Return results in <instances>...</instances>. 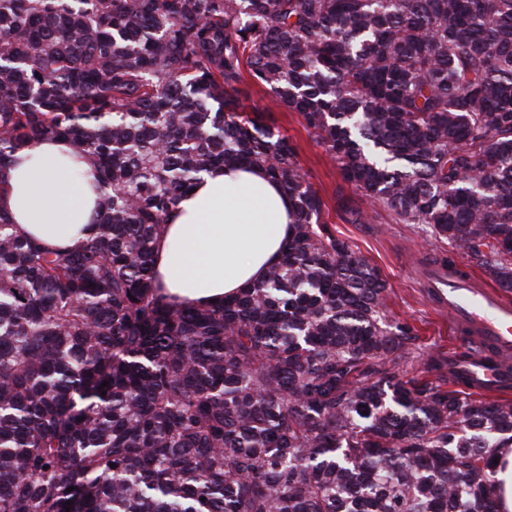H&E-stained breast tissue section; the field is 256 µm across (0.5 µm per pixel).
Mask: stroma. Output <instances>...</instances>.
Returning <instances> with one entry per match:
<instances>
[{"mask_svg":"<svg viewBox=\"0 0 512 512\" xmlns=\"http://www.w3.org/2000/svg\"><path fill=\"white\" fill-rule=\"evenodd\" d=\"M243 105L248 110L262 111L266 123L278 127L297 146L302 166L326 203L324 222L336 237L348 240L358 255L377 267L388 284L387 315L413 327L415 352L445 356L459 349L461 339L454 337L447 318L423 299L412 271L418 262L442 257L460 259L459 250L429 244L421 225L398 223L395 215L387 211L381 212L372 224L346 223L336 211V189L342 187L336 166L301 116L272 105L269 95L257 86L251 87Z\"/></svg>","mask_w":512,"mask_h":512,"instance_id":"stroma-1","label":"stroma"}]
</instances>
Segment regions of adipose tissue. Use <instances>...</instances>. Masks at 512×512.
Returning <instances> with one entry per match:
<instances>
[{
	"label": "adipose tissue",
	"mask_w": 512,
	"mask_h": 512,
	"mask_svg": "<svg viewBox=\"0 0 512 512\" xmlns=\"http://www.w3.org/2000/svg\"><path fill=\"white\" fill-rule=\"evenodd\" d=\"M89 159L61 139L16 152L0 211L49 248L77 249L96 232L99 209ZM291 202L257 169L216 168L170 213L155 270L179 302L209 304L261 281L290 234Z\"/></svg>",
	"instance_id": "1"
}]
</instances>
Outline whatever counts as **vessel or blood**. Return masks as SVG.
<instances>
[{
	"label": "vessel or blood",
	"mask_w": 512,
	"mask_h": 512,
	"mask_svg": "<svg viewBox=\"0 0 512 512\" xmlns=\"http://www.w3.org/2000/svg\"><path fill=\"white\" fill-rule=\"evenodd\" d=\"M433 305L468 340L455 370L484 395L512 381V299L455 265L433 262L414 271Z\"/></svg>",
	"instance_id": "obj_1"
}]
</instances>
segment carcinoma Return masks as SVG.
<instances>
[{
    "label": "carcinoma",
    "instance_id": "cac0c4a2",
    "mask_svg": "<svg viewBox=\"0 0 512 512\" xmlns=\"http://www.w3.org/2000/svg\"><path fill=\"white\" fill-rule=\"evenodd\" d=\"M1 45L0 177L67 139L99 214L50 251L0 212V512H496L512 401L410 375L413 328L240 84L299 113L369 207L338 188L347 223L424 224L511 293L512 0H0ZM240 164L293 201L283 260L177 304L158 235Z\"/></svg>",
    "mask_w": 512,
    "mask_h": 512
}]
</instances>
